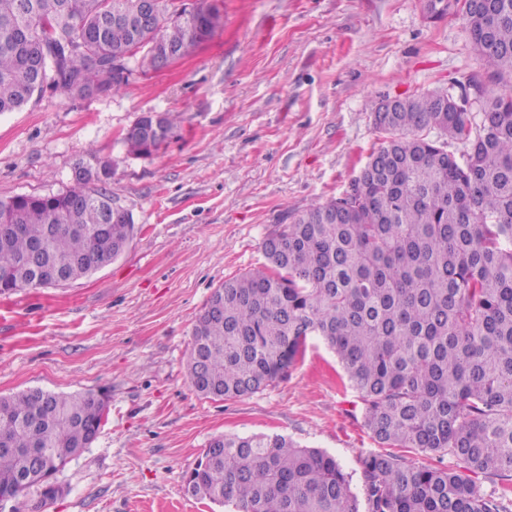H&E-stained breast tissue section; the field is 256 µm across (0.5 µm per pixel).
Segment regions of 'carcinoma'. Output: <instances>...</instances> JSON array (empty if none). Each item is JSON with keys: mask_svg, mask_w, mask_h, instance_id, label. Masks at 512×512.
Here are the masks:
<instances>
[{"mask_svg": "<svg viewBox=\"0 0 512 512\" xmlns=\"http://www.w3.org/2000/svg\"><path fill=\"white\" fill-rule=\"evenodd\" d=\"M141 0H0V114L48 89L117 91L131 56L156 70L153 44L188 52L191 21L175 0H153L152 25H130ZM493 20L460 8L464 30L497 92L470 77L462 96L427 90L373 112L381 146L342 196L287 216L263 241L267 264L216 288L192 328L191 387L236 399L288 377L308 340L335 354L363 404L366 428L388 448L447 454L454 468L408 465L393 453L358 460L361 494L336 459L282 435H220L186 483L231 512H512L509 488L484 494L480 474H512V0H490ZM63 58L61 80L35 62ZM125 134L129 154L159 145ZM436 132V138L429 137ZM457 141V155L448 142ZM83 166L107 169L64 193L0 199L16 232L0 227V294L33 287L49 264L73 282L119 257L136 235L112 212L111 163L93 149ZM102 184L89 191L87 184ZM102 390L40 388L0 396V496L49 485L89 446L105 418Z\"/></svg>", "mask_w": 512, "mask_h": 512, "instance_id": "1", "label": "carcinoma"}]
</instances>
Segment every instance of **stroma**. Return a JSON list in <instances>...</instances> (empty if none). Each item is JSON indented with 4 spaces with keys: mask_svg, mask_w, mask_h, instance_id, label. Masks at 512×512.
Listing matches in <instances>:
<instances>
[{
    "mask_svg": "<svg viewBox=\"0 0 512 512\" xmlns=\"http://www.w3.org/2000/svg\"><path fill=\"white\" fill-rule=\"evenodd\" d=\"M211 36L119 91L49 90L0 114V198L70 189L88 150L139 232L116 260L57 288L0 296V396L104 389L107 419L58 473L41 512H229L187 494L218 435L280 434L354 472L379 446L334 353L311 340L287 379L232 400L191 387L194 321L224 280L265 262L288 212L339 196L380 144L371 107L484 75L459 17L421 0H207ZM147 112L175 134L136 157L123 136Z\"/></svg>",
    "mask_w": 512,
    "mask_h": 512,
    "instance_id": "35a3bbf8",
    "label": "stroma"
}]
</instances>
